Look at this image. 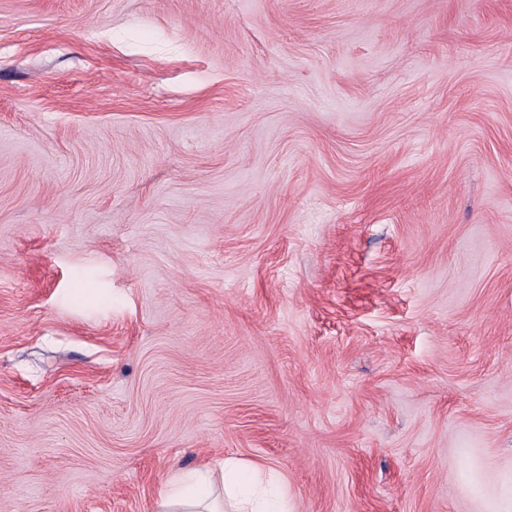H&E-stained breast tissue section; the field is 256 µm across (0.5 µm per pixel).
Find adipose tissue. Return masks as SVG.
<instances>
[{
    "mask_svg": "<svg viewBox=\"0 0 512 512\" xmlns=\"http://www.w3.org/2000/svg\"><path fill=\"white\" fill-rule=\"evenodd\" d=\"M288 512L284 478L265 477L262 467L234 458L220 469L173 470L160 481L153 512Z\"/></svg>",
    "mask_w": 512,
    "mask_h": 512,
    "instance_id": "obj_1",
    "label": "adipose tissue"
}]
</instances>
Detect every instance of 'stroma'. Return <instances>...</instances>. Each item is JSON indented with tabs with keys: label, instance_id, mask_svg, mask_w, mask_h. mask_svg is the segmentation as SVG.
Masks as SVG:
<instances>
[{
	"label": "stroma",
	"instance_id": "1",
	"mask_svg": "<svg viewBox=\"0 0 512 512\" xmlns=\"http://www.w3.org/2000/svg\"><path fill=\"white\" fill-rule=\"evenodd\" d=\"M512 512V0H0V512ZM268 472L269 478L263 474ZM285 480L273 470L225 458L216 471L207 466L189 472L172 470L160 481L153 512H224V499L233 512H288Z\"/></svg>",
	"mask_w": 512,
	"mask_h": 512
}]
</instances>
